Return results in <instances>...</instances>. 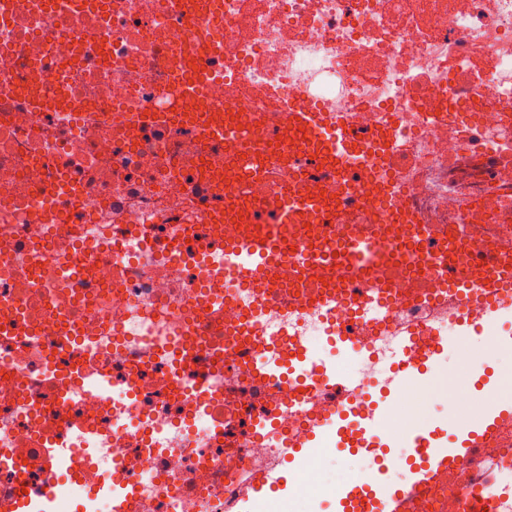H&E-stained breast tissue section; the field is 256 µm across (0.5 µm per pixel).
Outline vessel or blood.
Wrapping results in <instances>:
<instances>
[{
	"instance_id": "b4317fda",
	"label": "vessel or blood",
	"mask_w": 512,
	"mask_h": 512,
	"mask_svg": "<svg viewBox=\"0 0 512 512\" xmlns=\"http://www.w3.org/2000/svg\"><path fill=\"white\" fill-rule=\"evenodd\" d=\"M291 108L299 119L300 131L270 151L234 120L205 125L206 133L223 139L231 149L236 167L264 178L272 192H279L285 181L292 186L275 223L261 226L256 225L253 214L238 207L239 190L228 191L224 218L244 225L245 230L224 243L225 274L247 279L249 285L261 288L265 301L287 305L292 311L305 306H348L358 312L374 310L383 319L393 307L392 285L375 276L370 262L390 252H401L403 238L395 234V227L418 224L428 248L411 253L409 259L441 280L437 294L443 314L458 317L466 310L477 309L489 322L512 314V253L497 250L489 237L468 246L464 260H457L448 249L446 226L423 223L405 198L394 195L391 186L373 179L372 170L388 160L387 149L378 148L375 139L360 132L346 114L320 112L302 102L292 103ZM304 157L312 158L340 178L351 169L365 174L363 180L346 185L336 206L337 223L358 229L343 244H334L324 236V207L299 189L302 180L310 175L309 169L299 164ZM375 196L391 201L389 218L382 225L375 223L365 204L366 199ZM288 224L307 227L303 241L292 253L281 249L277 233L279 226ZM323 257L329 258L332 269L327 286L303 302L289 298L277 281L275 270L286 262L301 269ZM431 332L427 319L403 322L391 374L385 382L387 404L395 403L411 388L426 382L428 368L415 364L414 357L417 338ZM327 339L345 355L355 346L352 332L343 321L331 325ZM235 357L238 363L266 380L288 379L295 390L313 381L330 389L340 384L333 365L317 362L312 348L302 339L296 341L293 355L286 358L275 351L267 356L258 354L249 342L239 343ZM385 414V409L379 407L361 415L339 413L335 419L339 450L353 454L393 444L389 436L380 432ZM511 424L512 405L503 402L497 390L488 389L481 406L470 418L449 421L444 430L422 428L405 434L395 443L399 451L388 455L387 463L407 469L403 484H391L383 470L360 485L340 484L336 512H418L424 492L460 467L478 476L476 483L459 491L462 512H497V500L486 498L485 493L494 488L496 475L503 467L493 449L502 430ZM314 440V432L308 431L288 444L283 450L286 463L294 465L309 458Z\"/></svg>"
}]
</instances>
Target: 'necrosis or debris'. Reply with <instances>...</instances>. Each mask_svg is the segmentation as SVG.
Segmentation results:
<instances>
[{
	"label": "necrosis or debris",
	"instance_id": "obj_1",
	"mask_svg": "<svg viewBox=\"0 0 512 512\" xmlns=\"http://www.w3.org/2000/svg\"><path fill=\"white\" fill-rule=\"evenodd\" d=\"M0 9V508L21 494L69 512H233L243 467L281 463L285 439L337 402L297 406L232 355L253 295L225 277L223 198L203 218L199 187L236 185L224 145L174 110L181 57L195 58L205 108L233 107L255 138L287 131L285 101L348 113L418 158L408 185L426 223L483 241L512 220L485 194L512 193V0H8ZM473 199L478 215L460 213ZM232 290L222 314L212 296ZM351 322L365 358L356 412L373 406L376 365L393 350L372 318L347 309L260 317L265 351L285 329L309 340ZM201 353L173 365L163 346ZM104 374L107 391L91 380ZM276 426L251 434L253 418ZM96 451L54 470L45 449L74 427ZM461 469L427 490L420 512H460Z\"/></svg>",
	"mask_w": 512,
	"mask_h": 512
}]
</instances>
